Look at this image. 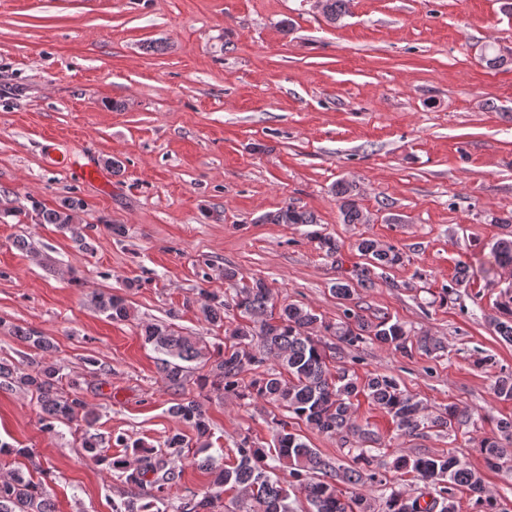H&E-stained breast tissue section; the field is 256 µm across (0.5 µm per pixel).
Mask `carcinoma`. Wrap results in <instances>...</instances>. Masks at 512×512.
Instances as JSON below:
<instances>
[{"mask_svg": "<svg viewBox=\"0 0 512 512\" xmlns=\"http://www.w3.org/2000/svg\"><path fill=\"white\" fill-rule=\"evenodd\" d=\"M324 20L336 25L349 15L352 0H321ZM356 185L347 180L336 182L333 192L340 202V213L346 224H364L366 214L355 200ZM85 208L77 197L63 200L55 208H36L40 224H54L61 230L75 231V219ZM266 224H316L314 213L285 205L262 218ZM311 239L325 256L339 251L336 239L318 231ZM356 249L365 264L352 270L351 276L339 278L332 292L348 299L354 286L371 288L385 270L398 264L401 256L384 249L369 238H361ZM495 264L512 267V237L498 239L491 248ZM91 304L114 321L129 318L127 299L110 291L94 292ZM197 307L203 321L212 327L224 326L226 311L233 307L241 321L229 331V342L207 349L200 336L184 335L165 322L146 323L140 336L159 354L156 366L160 379L173 388L185 389L186 362L204 360L208 370L198 380L220 396L233 394L241 400H262L287 412L276 421L274 447L267 448L248 436L236 447V460L231 465H216L215 458L206 454L212 447L211 432L204 403L192 397L172 402L169 413L191 427L195 438L182 432L167 435L166 451L149 448L139 440L123 434L107 438L94 431L96 413L81 393V382L65 373V366L54 358L55 344L32 329L15 328V336L36 351L39 358L20 368L0 358V389L23 388L32 391L40 406L42 430L55 431L63 423L81 432V446L87 455L106 470L117 475L130 487V493L120 501H112L111 512H207L212 500L198 497L194 491L172 502L170 491L180 484L182 470L171 466V459L191 458L199 469L207 471L214 487H228L243 494L249 502L248 512H292L288 490L271 477L275 461L289 471L297 488L303 492L310 512H370L371 505L360 494L343 498L336 487L342 478L350 484L367 480L379 483L372 472L374 455L370 448H358L352 466L340 469L310 447L302 436L289 429V420H300L327 434H352L363 439L371 432L357 423L354 400L364 395L372 404L389 414L401 432L415 434L425 426L450 428L459 421L461 412L454 404L444 412L430 416L417 396L400 388L389 375L376 374L359 381L346 367L331 366L330 347L318 335L334 336L349 347L369 339L381 348L408 352L409 332L398 321L383 317L368 321L352 308L343 311L344 320L336 325L323 321L310 307L288 304L277 307L273 289L262 278H256L235 289L232 301L216 294H202L195 301L186 300L185 307ZM499 317L495 329L501 338L512 343V296L498 304ZM253 370L254 378L242 384L243 373ZM124 448L112 454V447ZM480 451L488 467L512 461V418L499 422V436L480 441ZM23 455L29 460L26 469L14 468L0 479V512H58L45 484L34 480L33 473L47 475L49 468L27 448H12L0 443V455ZM393 469L404 470L422 481L425 491L412 497L403 491H392L385 500L384 512H451L448 505L455 501V490L466 488L476 496L478 512H499L497 498L485 493L481 473L454 456H400Z\"/></svg>", "mask_w": 512, "mask_h": 512, "instance_id": "1", "label": "carcinoma"}]
</instances>
